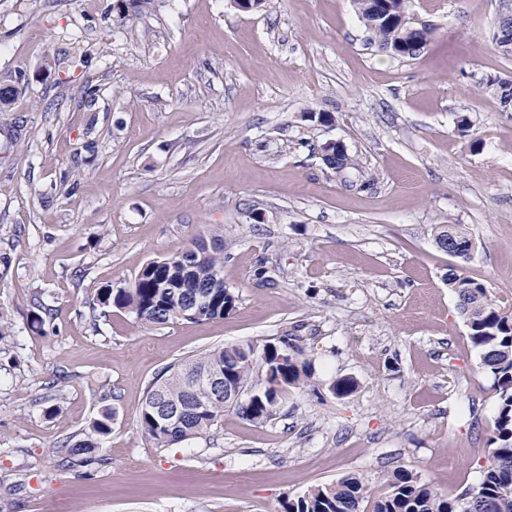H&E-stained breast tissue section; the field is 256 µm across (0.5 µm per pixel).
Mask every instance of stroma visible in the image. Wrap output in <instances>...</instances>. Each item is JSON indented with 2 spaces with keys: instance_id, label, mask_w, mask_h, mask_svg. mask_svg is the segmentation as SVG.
<instances>
[{
  "instance_id": "stroma-1",
  "label": "stroma",
  "mask_w": 512,
  "mask_h": 512,
  "mask_svg": "<svg viewBox=\"0 0 512 512\" xmlns=\"http://www.w3.org/2000/svg\"><path fill=\"white\" fill-rule=\"evenodd\" d=\"M116 4L0 0V72L26 78L0 112V512H281L400 467L476 485L498 396L434 233L464 225L466 274L512 304V112L478 87L512 76L492 42L512 0H411L434 30L413 59L369 44L352 0H146L127 37ZM330 140L353 168L324 164ZM214 230L224 317L91 320L99 288ZM282 338L313 375L267 421L230 408L171 447L142 435L173 365ZM106 410L89 466L65 445Z\"/></svg>"
}]
</instances>
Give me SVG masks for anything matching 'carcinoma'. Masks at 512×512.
I'll return each mask as SVG.
<instances>
[{"label": "carcinoma", "mask_w": 512, "mask_h": 512, "mask_svg": "<svg viewBox=\"0 0 512 512\" xmlns=\"http://www.w3.org/2000/svg\"><path fill=\"white\" fill-rule=\"evenodd\" d=\"M354 7L378 41L379 47L393 57L415 58L431 42L433 30L426 26L414 30L409 17V0H388V14H373V0H353ZM22 74L0 73V108L12 104L22 91ZM481 88L495 96L502 111L512 110V77L488 75ZM324 163L341 171L352 164L345 148L329 141L322 147ZM451 242L459 264L470 259L473 243L458 224L437 227L435 241ZM224 242L211 234L168 256L147 263L129 288L99 289L96 301L102 308L129 309L141 324L159 326L177 320L220 318L230 312L236 296L224 287ZM195 282L207 285L205 299L195 310L187 301L196 289ZM448 286L459 299V309L468 328V338L480 352V364L495 377L498 395L497 416L486 448V465L478 485L465 487L449 496L419 481L415 473L401 468L392 472L384 488L370 497L367 484L354 474L334 483L316 486L303 495L284 501L282 512H363V503L371 502L370 512H512V315L505 312L487 288L460 269L448 274ZM301 351L288 339L264 345L261 353L251 346H224L192 356L171 368L169 374L152 382L139 417L145 438L158 448L170 447L210 430L228 408H235L253 422L269 419L281 394L300 389L311 377L310 363L300 359ZM260 356L265 367L263 388L253 391L244 401L224 399L211 394L202 384L194 392L197 413L178 425L163 422L154 411L159 398L178 405L189 392L190 374L219 369L228 375L233 389L241 392L251 386V365ZM96 438H73L66 444L69 455L85 462L95 460L100 438L111 433V415L104 413L93 424Z\"/></svg>", "instance_id": "cac0c4a2"}]
</instances>
